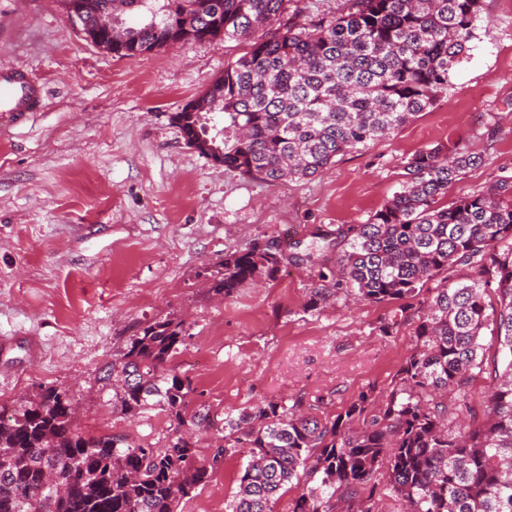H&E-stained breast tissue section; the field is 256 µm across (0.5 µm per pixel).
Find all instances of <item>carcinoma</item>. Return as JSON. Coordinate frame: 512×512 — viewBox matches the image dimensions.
I'll list each match as a JSON object with an SVG mask.
<instances>
[{"label":"carcinoma","mask_w":512,"mask_h":512,"mask_svg":"<svg viewBox=\"0 0 512 512\" xmlns=\"http://www.w3.org/2000/svg\"><path fill=\"white\" fill-rule=\"evenodd\" d=\"M117 29L156 42L181 21L194 41H248L249 51L202 93L192 123L211 128L223 166L270 185L324 172L336 157L413 121L448 89L470 51L480 0H351L347 11L305 26L281 23L290 0H95ZM143 18L127 27L122 16ZM261 30L263 34L255 36ZM483 163L464 148H425L407 158L397 191L366 223L336 228L335 268L318 270L310 304L331 290L402 316L425 285L416 346L385 398L361 392L334 419L263 402L216 426L190 407L191 384L170 366L182 323L143 326L102 381L125 416L162 411L168 446L86 435L66 391L47 388L11 414L0 407V512H177L213 468L247 449L230 512H274L305 482L288 512H379L381 497L403 512H512V174L448 202V188ZM284 252L256 241L224 257L211 290L224 297L280 270ZM465 267L466 282L448 271ZM496 332L506 364L476 428L454 422L448 394L464 402L482 369L484 329ZM216 429L211 463L196 456L195 432Z\"/></svg>","instance_id":"cac0c4a2"}]
</instances>
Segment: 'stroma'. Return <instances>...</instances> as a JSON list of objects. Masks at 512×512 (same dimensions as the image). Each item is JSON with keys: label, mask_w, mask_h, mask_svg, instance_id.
Segmentation results:
<instances>
[{"label": "stroma", "mask_w": 512, "mask_h": 512, "mask_svg": "<svg viewBox=\"0 0 512 512\" xmlns=\"http://www.w3.org/2000/svg\"><path fill=\"white\" fill-rule=\"evenodd\" d=\"M247 49L185 41L121 58L84 37L65 0H0V66L26 68L46 87L42 108L0 134L1 407L58 387L78 406L80 432L166 445L164 415H121L100 382L129 337L164 318L184 323L172 366L190 381L192 406L211 414L283 401L332 419L360 392L388 394L415 344L417 311L386 336L396 304L351 294L309 308L322 259L297 261L299 246L365 223L419 150L484 156L449 189L452 201L512 172V0H482L471 49L426 112L285 186L214 164L172 121ZM258 240L285 247L280 272L229 298L209 293L225 254ZM484 344L464 410L474 424L499 361L494 338ZM244 461L220 464L180 512H225Z\"/></svg>", "instance_id": "obj_1"}]
</instances>
